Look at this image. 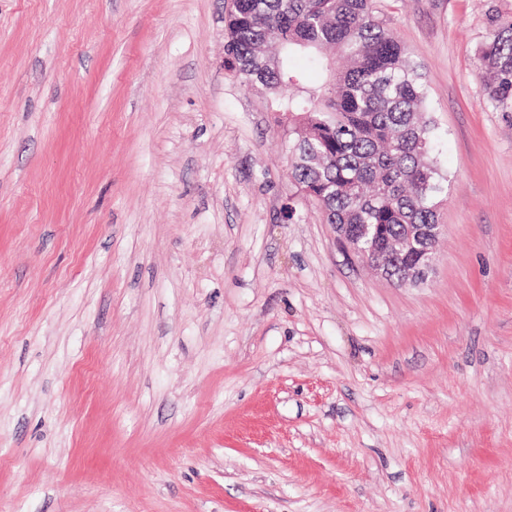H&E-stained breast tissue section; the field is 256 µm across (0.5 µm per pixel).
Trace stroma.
Masks as SVG:
<instances>
[{"mask_svg": "<svg viewBox=\"0 0 512 512\" xmlns=\"http://www.w3.org/2000/svg\"><path fill=\"white\" fill-rule=\"evenodd\" d=\"M374 5L445 176L417 286L300 195L231 0H0V512H512V112L479 59L512 0Z\"/></svg>", "mask_w": 512, "mask_h": 512, "instance_id": "35a3bbf8", "label": "stroma"}]
</instances>
